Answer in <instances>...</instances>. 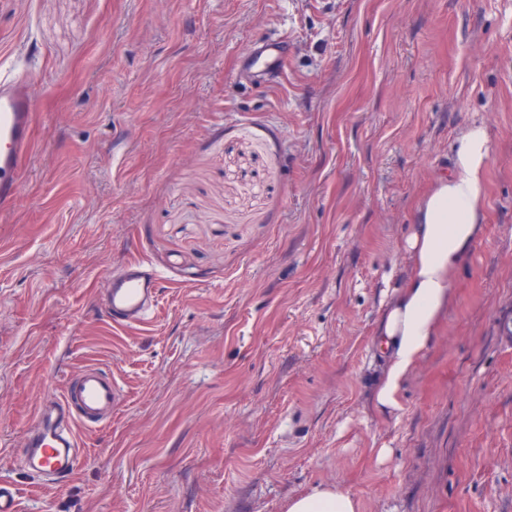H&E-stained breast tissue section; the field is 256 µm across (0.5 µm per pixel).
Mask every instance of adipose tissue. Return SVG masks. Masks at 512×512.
<instances>
[{
	"label": "adipose tissue",
	"mask_w": 512,
	"mask_h": 512,
	"mask_svg": "<svg viewBox=\"0 0 512 512\" xmlns=\"http://www.w3.org/2000/svg\"><path fill=\"white\" fill-rule=\"evenodd\" d=\"M489 133L470 125L458 138L453 168L417 206V229L407 239L412 265L405 286L379 330L378 347L391 364L379 386V405L395 394L427 345L449 298L452 270L485 221L486 161ZM358 502L332 486L291 498L286 512H358Z\"/></svg>",
	"instance_id": "ef3b65f1"
}]
</instances>
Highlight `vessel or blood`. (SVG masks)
<instances>
[{"label":"vessel or blood","instance_id":"vessel-or-blood-1","mask_svg":"<svg viewBox=\"0 0 512 512\" xmlns=\"http://www.w3.org/2000/svg\"><path fill=\"white\" fill-rule=\"evenodd\" d=\"M287 51L284 39H264L246 57L243 78L268 80ZM34 98L35 90L24 73L0 69V215L10 211L31 159ZM159 286V273L143 261L112 271L106 280L103 306L114 326L146 323L158 301ZM121 400L122 391L111 375L98 366H86L68 382L62 396L41 404L23 451L25 470L45 485L62 482L78 466L77 428L110 424L112 411Z\"/></svg>","mask_w":512,"mask_h":512}]
</instances>
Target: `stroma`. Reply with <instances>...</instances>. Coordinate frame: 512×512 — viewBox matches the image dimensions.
<instances>
[{"label":"stroma","instance_id":"35a3bbf8","mask_svg":"<svg viewBox=\"0 0 512 512\" xmlns=\"http://www.w3.org/2000/svg\"><path fill=\"white\" fill-rule=\"evenodd\" d=\"M287 36L272 85L241 81ZM35 88L0 220V481L20 512H512V0H0V66ZM489 131L485 222L392 407L377 334L415 207ZM145 259L153 319L107 275ZM112 372L111 425L45 487L21 461L46 397ZM287 51L284 39H264L246 57L241 77L252 82L268 80L280 68ZM159 273L148 263L134 261L112 271L106 280L103 306L114 327L146 323L158 302ZM359 503L349 494L332 486L314 488L291 498L286 512H358Z\"/></svg>","mask_w":512,"mask_h":512}]
</instances>
